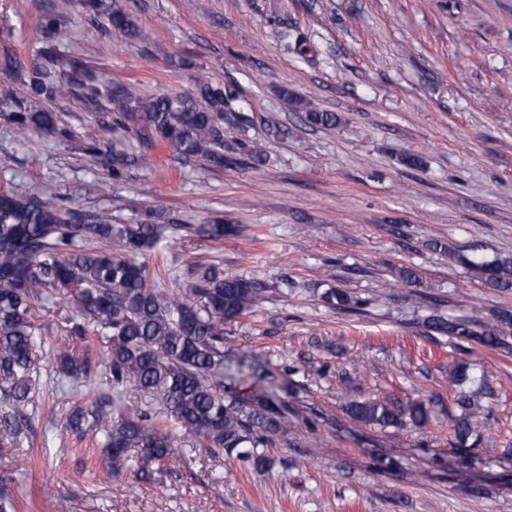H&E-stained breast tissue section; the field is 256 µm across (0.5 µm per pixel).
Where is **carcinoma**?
<instances>
[{"mask_svg": "<svg viewBox=\"0 0 512 512\" xmlns=\"http://www.w3.org/2000/svg\"><path fill=\"white\" fill-rule=\"evenodd\" d=\"M74 1L131 40L149 38L114 0H57L40 21L45 43L39 57L29 68L15 67L17 88L0 97V112L17 134L65 133L54 111L36 109L34 103L71 96L105 114L100 121L101 139L88 143L84 153L112 161L115 176L120 175L122 157L107 154L103 141L118 128H135L147 148L169 144L185 160L199 158L218 168L239 165L241 154L262 159V144L242 140L252 119L235 107V89L199 82L178 94H142L124 84L94 78L79 59L63 54L55 39ZM280 96L308 124L334 128L340 123L336 113L297 99L286 87ZM227 126L239 133L233 146L224 140ZM180 231L216 241L241 234L233 224H114L104 211L76 214L62 208L48 188L0 190V401L10 409L3 418L4 435L15 439L21 434L22 412L34 403L40 382L38 360L55 364L57 372L68 377L87 370L86 362L68 347L45 348L32 319L37 303L54 300L63 288H74L77 312L92 321L107 342L113 394L110 400L98 397L91 407L68 412L64 430L80 435L88 429L95 432L97 447L112 472H130L139 480H149L152 466L160 471L182 456L172 427L153 419L152 406L157 404L176 426L193 433L206 447L234 455L255 470L271 467L260 449L274 445L293 424L294 412L281 396L288 387L273 384L264 392L250 393L242 386L252 377L266 378L269 373L244 357L234 361L224 356V323L248 313L263 288L203 263L190 267L191 282L184 288L149 285L147 266L137 257ZM114 243L118 245L115 252ZM461 261L487 276L492 286L512 288V256L486 261L474 254ZM426 326L462 342L507 349L512 309L497 310L491 322L468 313L431 315ZM455 383L460 386L455 398L460 414L452 415L449 423L455 445L463 449L484 422L474 397L491 392V387L483 373L461 374ZM128 386L142 393L141 405L125 403ZM344 410L354 421L382 427L406 418L421 423L428 416L420 400L398 406L352 398Z\"/></svg>", "mask_w": 512, "mask_h": 512, "instance_id": "carcinoma-1", "label": "carcinoma"}]
</instances>
